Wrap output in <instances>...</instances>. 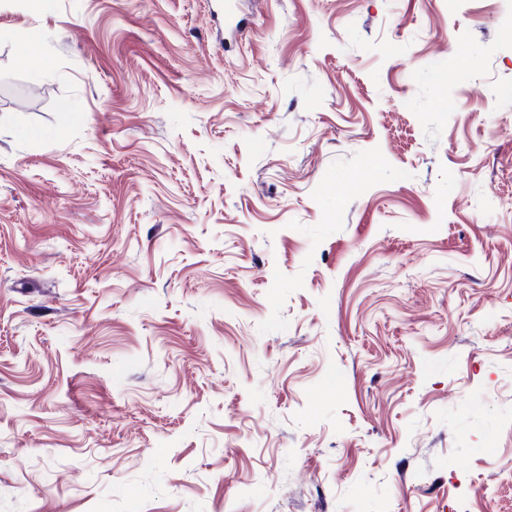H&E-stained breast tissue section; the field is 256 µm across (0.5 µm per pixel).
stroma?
Wrapping results in <instances>:
<instances>
[{"label": "stroma", "instance_id": "stroma-1", "mask_svg": "<svg viewBox=\"0 0 512 512\" xmlns=\"http://www.w3.org/2000/svg\"><path fill=\"white\" fill-rule=\"evenodd\" d=\"M0 0V512H512V0Z\"/></svg>", "mask_w": 512, "mask_h": 512}]
</instances>
